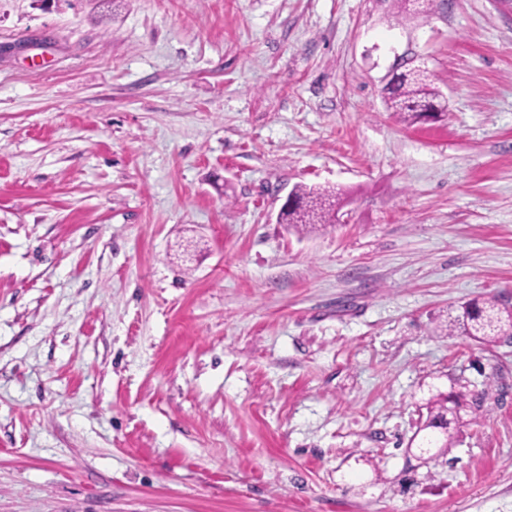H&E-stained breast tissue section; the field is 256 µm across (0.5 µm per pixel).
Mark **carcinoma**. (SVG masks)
I'll return each instance as SVG.
<instances>
[{"mask_svg": "<svg viewBox=\"0 0 512 512\" xmlns=\"http://www.w3.org/2000/svg\"><path fill=\"white\" fill-rule=\"evenodd\" d=\"M385 99L387 110L409 125L423 120L427 112L443 113L448 109L438 89L409 74L396 76L387 83ZM292 193L296 197L295 205L281 211L279 223L294 228L332 223L336 198L341 193L306 185L294 186ZM456 330L480 343H491L502 336L512 337V311L492 301L466 303L459 307L456 315L448 316V333ZM466 406V394L460 390L429 399L424 429H431L433 433L424 438V444L438 448L452 447L451 424Z\"/></svg>", "mask_w": 512, "mask_h": 512, "instance_id": "carcinoma-1", "label": "carcinoma"}]
</instances>
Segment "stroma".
<instances>
[{
	"label": "stroma",
	"mask_w": 512,
	"mask_h": 512,
	"mask_svg": "<svg viewBox=\"0 0 512 512\" xmlns=\"http://www.w3.org/2000/svg\"><path fill=\"white\" fill-rule=\"evenodd\" d=\"M0 45V512H512V339L447 329L512 306L507 0H0ZM384 90L388 112L409 125L423 120L426 112L442 114L448 109L438 89L411 73L393 77ZM292 193L296 197L295 205L280 213L279 223L294 228L300 225L332 224L336 213V197L341 192L321 188L320 186H294ZM448 315V332L460 330L480 343H491L501 336L512 337V311L492 301H472ZM466 397L463 391L458 390L446 396L438 394L429 399L428 416L421 431L431 429L438 430V433L423 438L424 444L428 445L426 448H430L431 445L438 448L452 447L451 424L458 418L460 411L467 407Z\"/></svg>",
	"instance_id": "stroma-1"
}]
</instances>
